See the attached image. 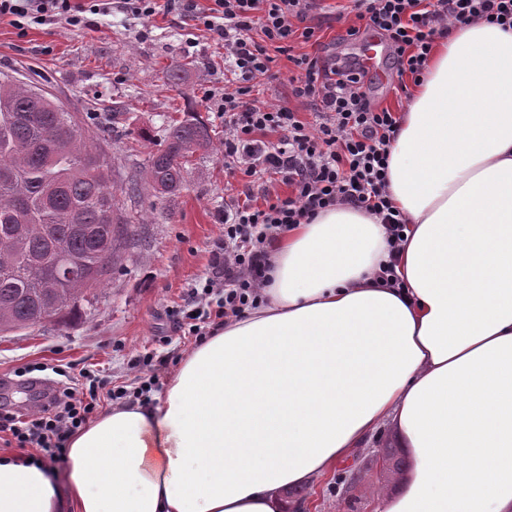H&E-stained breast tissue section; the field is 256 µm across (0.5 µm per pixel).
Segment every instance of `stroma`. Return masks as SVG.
Wrapping results in <instances>:
<instances>
[{
  "label": "stroma",
  "instance_id": "stroma-1",
  "mask_svg": "<svg viewBox=\"0 0 512 512\" xmlns=\"http://www.w3.org/2000/svg\"><path fill=\"white\" fill-rule=\"evenodd\" d=\"M354 23L351 15L329 21L320 42L297 45L295 51L323 62L363 54L371 37L347 39ZM186 39L180 18L163 13L145 23L117 11L93 14L79 30L46 25L22 33L0 22V74L26 83L46 81L68 110L86 116L104 139L121 188L118 206L138 224L123 267L101 291L93 315L0 335V403L18 413L38 405L39 393L26 376L29 368L42 367L49 380L61 368L77 384L89 371L117 387L129 382L137 357L166 355L174 368L195 345L194 337L172 329L166 310L180 304L185 288L203 275L210 244L221 233L218 216L244 182L226 173L224 125L203 100L206 90L224 87V50L200 32L190 56ZM388 55L380 49L378 69L365 84L377 106L400 113L409 94L397 90ZM185 62L191 65L187 78L178 86L168 84L166 70ZM189 111L209 125L213 143L208 152L190 157L181 192L159 200L123 193L162 147L164 116ZM394 444L389 429L379 430L331 473L302 490L287 491V512H296L303 502L309 512H380L383 481L374 451Z\"/></svg>",
  "mask_w": 512,
  "mask_h": 512
}]
</instances>
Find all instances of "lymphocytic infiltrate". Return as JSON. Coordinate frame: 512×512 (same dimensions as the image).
<instances>
[{
    "label": "lymphocytic infiltrate",
    "mask_w": 512,
    "mask_h": 512,
    "mask_svg": "<svg viewBox=\"0 0 512 512\" xmlns=\"http://www.w3.org/2000/svg\"><path fill=\"white\" fill-rule=\"evenodd\" d=\"M114 9L140 19L176 13L222 44L224 70L235 88L206 100L224 120L225 158L244 176L262 179L259 191L245 189L243 199L225 206L224 231L211 245L203 277L187 289L182 305L167 312L175 329L201 341L225 320L244 317L262 299L271 242L328 209L348 206L375 216L390 248H398L406 224L388 192L398 113L374 106L360 61L322 65L295 51L296 44L315 40L330 17L323 0H208L203 7L196 0H0V20L22 32L35 25L77 28L88 14ZM350 11L357 24L348 35H381L400 79L419 78L435 37L446 34L449 23L483 19L512 28V0H351ZM279 54L297 69L289 79L291 94L311 110L312 121L254 95ZM281 184L288 195L279 194ZM142 364L147 374L103 395L57 381L41 410L24 418L0 413V433L33 449L37 460L64 461L70 437L91 419L101 397L149 401L167 361L146 356Z\"/></svg>",
    "instance_id": "obj_1"
}]
</instances>
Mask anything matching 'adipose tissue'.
Instances as JSON below:
<instances>
[{
	"mask_svg": "<svg viewBox=\"0 0 512 512\" xmlns=\"http://www.w3.org/2000/svg\"><path fill=\"white\" fill-rule=\"evenodd\" d=\"M407 222L338 207L280 234L264 303L148 404L68 442L64 480L0 458V512H283L390 423L411 467L381 512H512V30L433 46L391 142ZM395 259L398 287L377 278Z\"/></svg>",
	"mask_w": 512,
	"mask_h": 512,
	"instance_id": "obj_1",
	"label": "adipose tissue"
}]
</instances>
